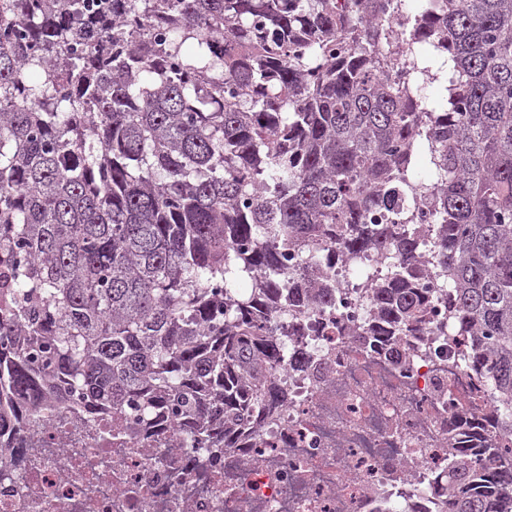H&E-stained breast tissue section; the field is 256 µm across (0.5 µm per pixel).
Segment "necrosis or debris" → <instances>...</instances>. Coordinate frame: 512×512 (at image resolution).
Instances as JSON below:
<instances>
[{
	"mask_svg": "<svg viewBox=\"0 0 512 512\" xmlns=\"http://www.w3.org/2000/svg\"><path fill=\"white\" fill-rule=\"evenodd\" d=\"M357 268L329 271L334 308H289L311 331L286 354L310 361L282 366L288 402L244 447L189 444L166 417L139 446L64 392L26 398L30 420L0 426V512H439L449 448L489 446L504 404L466 337L401 336L395 360L366 342L374 283Z\"/></svg>",
	"mask_w": 512,
	"mask_h": 512,
	"instance_id": "4bbe7bcc",
	"label": "necrosis or debris"
}]
</instances>
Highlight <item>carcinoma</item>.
Wrapping results in <instances>:
<instances>
[{
    "label": "carcinoma",
    "instance_id": "carcinoma-1",
    "mask_svg": "<svg viewBox=\"0 0 512 512\" xmlns=\"http://www.w3.org/2000/svg\"><path fill=\"white\" fill-rule=\"evenodd\" d=\"M369 252L363 334L425 333L429 265L512 404V0H0V388L236 448L288 401L273 312ZM498 454L451 449L444 512H512Z\"/></svg>",
    "mask_w": 512,
    "mask_h": 512
}]
</instances>
